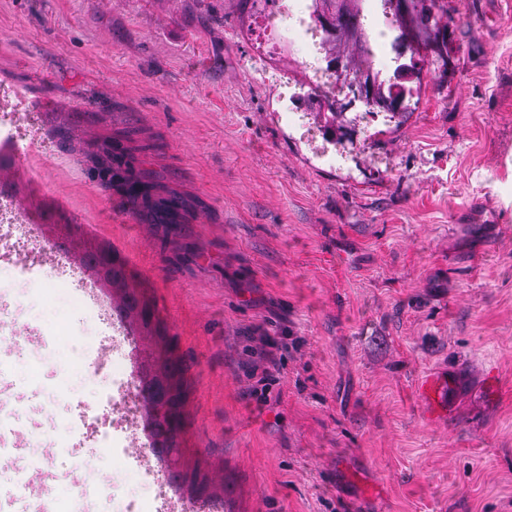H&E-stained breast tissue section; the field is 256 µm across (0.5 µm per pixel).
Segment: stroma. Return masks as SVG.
Listing matches in <instances>:
<instances>
[{
    "label": "stroma",
    "instance_id": "obj_1",
    "mask_svg": "<svg viewBox=\"0 0 512 512\" xmlns=\"http://www.w3.org/2000/svg\"><path fill=\"white\" fill-rule=\"evenodd\" d=\"M448 73L418 105L320 131L312 0H0V111L30 129L0 172V424L23 512H512V0H443ZM177 200L150 223L126 182ZM124 260L157 310L117 320L61 237ZM67 335H58V327ZM188 366L186 421L145 455L112 384L155 336ZM291 336L272 349L262 336ZM439 375L433 416L415 380ZM207 476L201 493L173 473Z\"/></svg>",
    "mask_w": 512,
    "mask_h": 512
}]
</instances>
